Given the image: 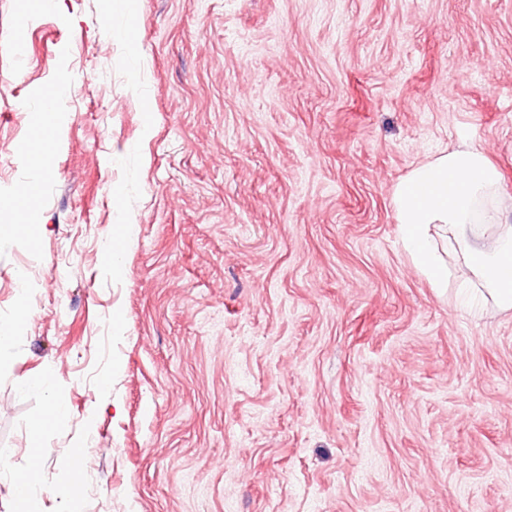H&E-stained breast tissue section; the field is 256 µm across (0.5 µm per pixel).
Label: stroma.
Segmentation results:
<instances>
[{
	"label": "stroma",
	"instance_id": "obj_1",
	"mask_svg": "<svg viewBox=\"0 0 512 512\" xmlns=\"http://www.w3.org/2000/svg\"><path fill=\"white\" fill-rule=\"evenodd\" d=\"M123 4L0 0V451L43 483L0 512H512V312L437 294L392 204L456 149L512 188V0ZM66 406L62 399L53 396L48 404L44 415L31 425V430L35 436L39 435L46 427L56 423L66 414ZM84 448H73L70 455L61 462L70 476V489L74 505L80 500L79 493L85 485L86 473L82 465Z\"/></svg>",
	"mask_w": 512,
	"mask_h": 512
}]
</instances>
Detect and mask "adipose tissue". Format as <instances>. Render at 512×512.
<instances>
[{"label":"adipose tissue","instance_id":"1","mask_svg":"<svg viewBox=\"0 0 512 512\" xmlns=\"http://www.w3.org/2000/svg\"><path fill=\"white\" fill-rule=\"evenodd\" d=\"M403 246L432 287L455 281L445 243L455 244L470 276V302L512 310V191L480 150L441 153L412 168L394 189Z\"/></svg>","mask_w":512,"mask_h":512}]
</instances>
